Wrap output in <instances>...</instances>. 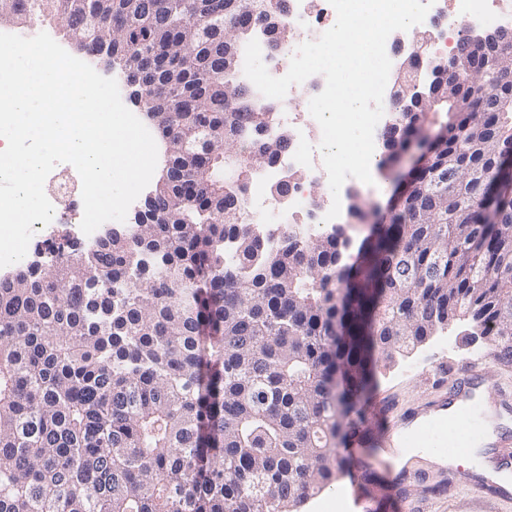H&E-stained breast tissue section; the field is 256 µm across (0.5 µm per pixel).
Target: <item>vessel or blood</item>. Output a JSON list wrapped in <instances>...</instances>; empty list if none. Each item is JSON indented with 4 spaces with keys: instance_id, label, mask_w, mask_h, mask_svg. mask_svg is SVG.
Returning <instances> with one entry per match:
<instances>
[{
    "instance_id": "vessel-or-blood-1",
    "label": "vessel or blood",
    "mask_w": 512,
    "mask_h": 512,
    "mask_svg": "<svg viewBox=\"0 0 512 512\" xmlns=\"http://www.w3.org/2000/svg\"><path fill=\"white\" fill-rule=\"evenodd\" d=\"M462 371L463 381L458 382L446 396L427 406L413 410L404 423L392 422L386 397L377 395L365 405L367 425L373 427L370 439L352 435L338 454L348 461H355L357 451L366 445L399 448L405 441H412L418 448H468L477 437V425L488 419L500 421L506 410L496 396L489 394L483 379V359L466 362ZM488 456L494 470L512 465V431L498 426L489 442Z\"/></svg>"
}]
</instances>
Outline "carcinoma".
Instances as JSON below:
<instances>
[{"mask_svg":"<svg viewBox=\"0 0 512 512\" xmlns=\"http://www.w3.org/2000/svg\"><path fill=\"white\" fill-rule=\"evenodd\" d=\"M115 2L0 0V22L53 15L84 51L77 27L94 14L100 37L121 43L112 62L152 60L136 104L171 143V177L155 186L165 223L0 277V512H294L347 470L337 445L383 370L448 321L472 316L512 363V185L492 157L512 139V111L491 108L512 94V66L468 37L436 58L442 95L471 90V61L485 67L484 111L448 118V137L355 257L334 230L274 247L267 226L233 209L250 165L275 162L286 142L238 146L274 111L251 107L233 79L239 44L260 33L244 21L264 0H208L224 14L210 42L194 33L198 0H130L132 19ZM278 18L266 32L284 46ZM416 58L394 80L403 123L384 135L388 168L423 132L401 105ZM229 96L238 111H225ZM185 109L213 130L210 152L184 153L195 138L179 124ZM458 162L468 173L448 178ZM409 485L436 496L448 480L407 464L392 487Z\"/></svg>","mask_w":512,"mask_h":512,"instance_id":"1","label":"carcinoma"}]
</instances>
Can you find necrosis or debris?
I'll use <instances>...</instances> for the list:
<instances>
[{
  "label": "necrosis or debris",
  "instance_id": "necrosis-or-debris-1",
  "mask_svg": "<svg viewBox=\"0 0 512 512\" xmlns=\"http://www.w3.org/2000/svg\"><path fill=\"white\" fill-rule=\"evenodd\" d=\"M291 9L287 20L294 28L291 41L279 53L269 72L272 76H284L290 60L303 42L317 39L336 22L337 15L329 0H324L320 8H312L308 0H289ZM319 82L317 77H309L305 82L291 86L286 96L278 101H268L259 91H252L254 103L274 104L278 120L292 124L297 130L298 148L288 151L276 163L257 169L249 181V194L244 200L242 219L247 224L268 223L270 244H279L281 238L302 225V214H309L310 222L306 224L309 232L319 233L325 230L328 223L325 219L333 198L331 194H323L320 198H312L308 194L309 183H327V173L323 167L322 153L319 144L322 132L317 121L307 112L295 109L296 100H310L317 95ZM304 169L309 173L308 181L294 184L287 201L271 204L269 188L272 184L287 179L290 171ZM74 168L67 163L59 164L54 176L53 189L50 193L54 207L53 221L57 224L79 223L83 216L82 207L70 205V198L81 193V180L74 177Z\"/></svg>",
  "mask_w": 512,
  "mask_h": 512
}]
</instances>
